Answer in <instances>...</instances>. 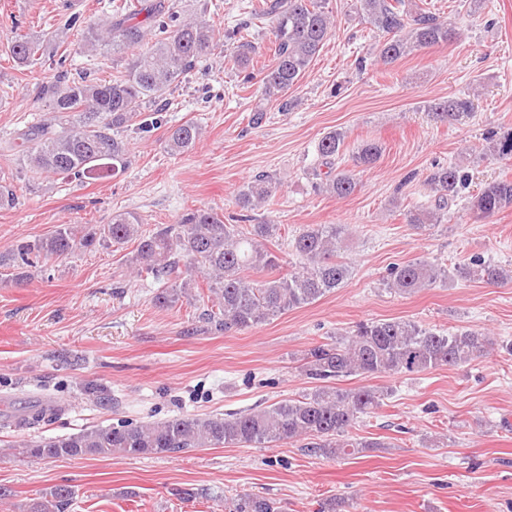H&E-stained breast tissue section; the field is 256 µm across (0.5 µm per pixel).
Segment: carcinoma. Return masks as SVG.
I'll use <instances>...</instances> for the list:
<instances>
[{
	"label": "carcinoma",
	"mask_w": 512,
	"mask_h": 512,
	"mask_svg": "<svg viewBox=\"0 0 512 512\" xmlns=\"http://www.w3.org/2000/svg\"><path fill=\"white\" fill-rule=\"evenodd\" d=\"M353 12L384 41L379 60L391 65L414 52L448 43L459 33L439 16L411 7L409 0H352ZM247 19L227 31L233 65L247 69L257 46L250 28L272 23V62L262 72V95L289 105L288 92L305 76L336 28L328 0H247ZM218 43L213 24L204 16L183 19L166 0H128L112 5L108 21L85 30L81 51H102L121 60V69L105 79L65 69L68 57L56 62L53 80L36 86L48 103L50 117L21 133V163L35 175H58L80 180L91 175L114 176L129 163V142L124 131L135 124L145 108L164 100L192 70L201 67ZM13 61L28 67L42 56L40 43L16 35L9 45ZM470 95L435 99L425 111L437 123L454 124L473 115ZM201 128L185 122L168 130L165 146L172 154L190 151ZM478 154L481 160L512 156V132L491 133ZM345 135L326 133L318 142L321 166L326 168L315 189L334 197L351 195L358 175L372 168L383 153L382 143L365 140L343 161ZM467 182L460 166L436 167L427 178L434 193L433 208H416L408 223L422 232L448 222L449 202ZM280 180L260 174L237 193L241 214L236 223L212 209H189L166 226L151 232L141 228L135 212L112 216V223L82 229L59 224L50 233L16 242L0 267L14 270L21 283L25 267L46 264L87 251L100 242L112 246L136 244L129 262L137 273L162 280L166 287L155 303L172 306L199 287L202 278L213 305L202 319L219 331H242L280 314L304 307L342 287L351 267L339 260L347 248L349 230L344 224H311L290 242L295 267L286 274L280 258L268 243L280 237L278 224H253L251 212L266 204ZM512 208V179L487 183L471 201L477 217L485 219ZM462 278L503 283L512 270L473 258L456 269ZM448 279V271L426 259H416L389 269L383 285L391 294L411 295ZM512 355V343L498 341L478 330L452 331L423 327L408 319L359 322L333 343L310 349L302 372L319 386L298 399H288L245 413L183 415L160 422L114 426L95 425L78 433L40 441H23L15 450L39 459L101 456L137 457L186 453L195 448L261 447L265 444L305 441L309 453L331 457L352 455L360 448H377L376 442L351 436L363 419L376 413L384 390L376 386L339 388L330 385L351 376H411L441 367H455L483 357L495 347ZM72 490L56 486L33 500L28 512H67ZM229 512H279L267 496L244 493L231 500Z\"/></svg>",
	"instance_id": "carcinoma-1"
}]
</instances>
